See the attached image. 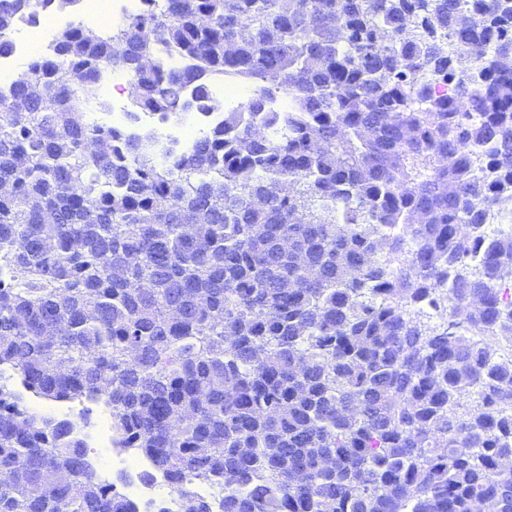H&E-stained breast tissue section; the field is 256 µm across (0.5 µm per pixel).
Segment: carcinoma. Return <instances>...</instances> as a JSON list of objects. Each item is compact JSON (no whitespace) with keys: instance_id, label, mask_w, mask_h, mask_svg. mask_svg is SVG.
I'll list each match as a JSON object with an SVG mask.
<instances>
[{"instance_id":"obj_1","label":"carcinoma","mask_w":512,"mask_h":512,"mask_svg":"<svg viewBox=\"0 0 512 512\" xmlns=\"http://www.w3.org/2000/svg\"><path fill=\"white\" fill-rule=\"evenodd\" d=\"M80 2L0 0V55ZM109 70L163 120L255 86L163 161L91 121ZM1 183L0 369L104 402L177 512H512V0L73 21L0 92ZM1 472L0 512H139L4 383Z\"/></svg>"}]
</instances>
